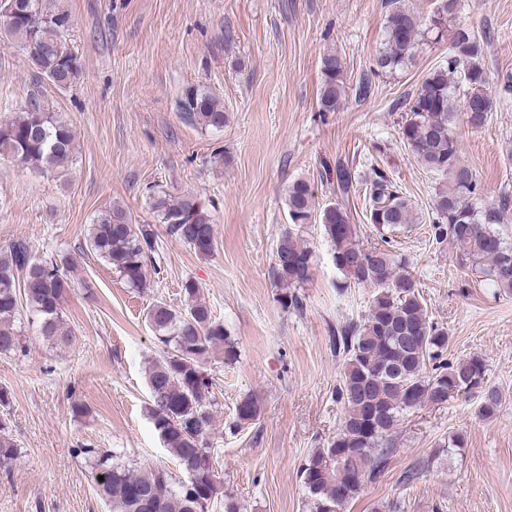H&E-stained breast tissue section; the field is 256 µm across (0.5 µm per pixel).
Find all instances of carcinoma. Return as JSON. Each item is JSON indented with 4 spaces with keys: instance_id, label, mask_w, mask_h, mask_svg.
Listing matches in <instances>:
<instances>
[{
    "instance_id": "1",
    "label": "carcinoma",
    "mask_w": 512,
    "mask_h": 512,
    "mask_svg": "<svg viewBox=\"0 0 512 512\" xmlns=\"http://www.w3.org/2000/svg\"><path fill=\"white\" fill-rule=\"evenodd\" d=\"M459 0H438L429 24L405 0H388L383 48L376 71L393 73L415 59L427 32L442 34L455 18ZM35 13H1L0 26L20 37L22 49L37 74L58 88L69 87L80 65L66 40L70 17L32 0ZM484 49L474 31L464 25L452 34L448 56L431 72L416 92L402 102L405 116L400 136L405 147L428 172L446 180L433 200L429 237L437 244L457 246L461 264H471L487 283L512 293V245L495 225L503 222L512 204L503 196L497 203L483 201V188L460 156L453 104L465 101L466 123L473 129L485 125L492 111V87L483 61ZM345 66L334 52L321 58L319 112L339 111L346 97ZM183 119L204 130L224 127L226 114L207 90L191 88L178 102ZM74 131L60 114L41 108L31 99L27 110L0 122V155L36 170H58L73 162ZM335 176L343 199L363 192L367 221L382 245L366 247L358 225L337 202L318 210L312 184L297 179L288 185L287 207L291 224L315 222L322 226L333 264L343 276V287L373 289L366 314L336 329L334 346L341 357V372L334 399L344 409L341 428L326 445L314 449L298 476L308 493L311 512H345L367 481L378 479L391 457L390 436L403 414L425 405L443 406L471 394L479 398L478 417L489 419L502 405V393L486 378V364L478 355L448 361V329L434 322L422 302L417 281L402 257L393 250L397 229L412 223L413 205L389 177L371 168L359 182L343 163L325 166ZM157 220L166 234L200 256L215 248V228L208 210L195 196L172 199L158 190L149 196ZM88 252L102 259L131 287H140L146 266L156 262L159 245L149 224H135L120 205L104 211L90 225L85 241ZM312 250L288 231L278 240L274 275L279 281V302L285 308L303 309L295 289L310 280ZM73 288L56 260L37 259L28 244L18 239L0 249V354L23 352L21 311L28 310L41 335L58 345L73 336L65 328L62 304ZM187 307L176 311L164 302L147 313L161 351L147 373V411L164 446L176 457L182 471L195 482H176L169 472L153 468L134 472L114 461L111 453L92 448L77 452L93 459L94 481L112 512H208L223 495L224 512H241L237 494L223 489L215 471L208 440L213 423L212 377L207 373L211 356L223 354L224 363L237 361L234 342L224 324L213 317L199 298L193 280L183 285ZM262 406L253 395L239 399L231 429L240 432L256 423ZM18 450L0 422V466L15 460ZM104 480H99V477Z\"/></svg>"
}]
</instances>
